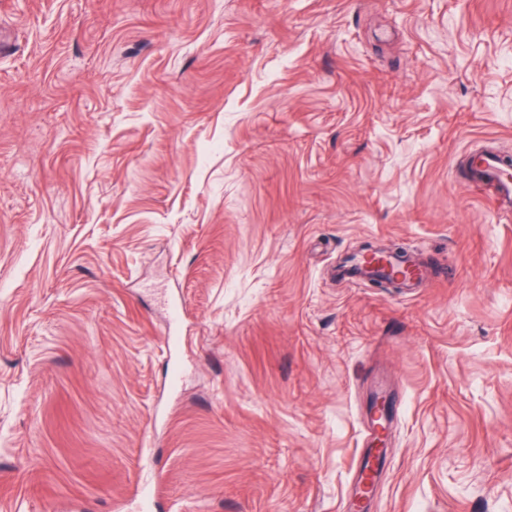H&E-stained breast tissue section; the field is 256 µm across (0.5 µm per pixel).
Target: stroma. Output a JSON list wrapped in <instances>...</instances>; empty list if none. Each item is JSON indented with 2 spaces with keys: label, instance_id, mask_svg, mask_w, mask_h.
Returning <instances> with one entry per match:
<instances>
[{
  "label": "stroma",
  "instance_id": "35a3bbf8",
  "mask_svg": "<svg viewBox=\"0 0 512 512\" xmlns=\"http://www.w3.org/2000/svg\"><path fill=\"white\" fill-rule=\"evenodd\" d=\"M483 149L512 0H0V512H347L380 393L370 512H512Z\"/></svg>",
  "mask_w": 512,
  "mask_h": 512
}]
</instances>
